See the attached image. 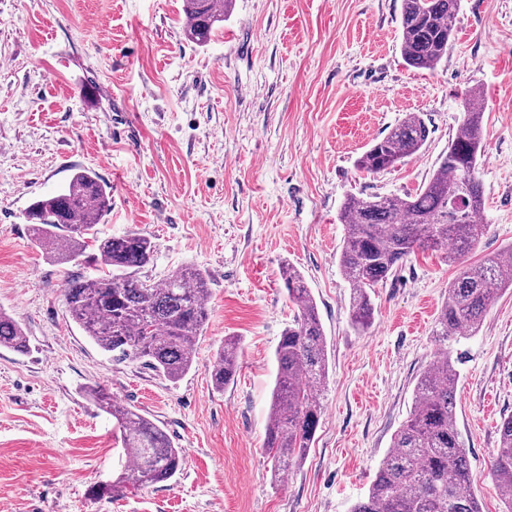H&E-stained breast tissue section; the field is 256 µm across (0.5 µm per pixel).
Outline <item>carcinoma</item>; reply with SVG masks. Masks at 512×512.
<instances>
[{"instance_id": "1", "label": "carcinoma", "mask_w": 512, "mask_h": 512, "mask_svg": "<svg viewBox=\"0 0 512 512\" xmlns=\"http://www.w3.org/2000/svg\"><path fill=\"white\" fill-rule=\"evenodd\" d=\"M229 0H183L185 33L208 41L224 21ZM460 0H402L400 52L411 68L433 71L448 57ZM485 97L470 91L463 120L448 141V152L429 180L404 196L347 197L338 220L345 225L340 267L352 297V326L364 332L373 323L371 296L409 256L442 252L451 263L473 250L487 225L479 223L485 199L479 178L484 155ZM431 130L419 112H409L357 159L361 172L377 174L416 155ZM110 187L88 171L75 173L61 191L36 200L28 211L33 243L67 261L91 267L65 282L71 319L114 360L141 363L170 381L197 365L195 345L208 318L205 272L186 265L161 283L138 276L154 254L151 240L136 232L98 236L110 207ZM96 252L88 255V242ZM281 279L296 313L283 332L275 359L277 373L268 408L265 448L274 472L288 473L307 455L322 417L316 391L328 375V345L315 299L299 271L282 269ZM512 288V247L464 266L448 287L432 329L433 360L419 375L416 403L396 431L365 500L351 512H482L470 491L468 452L455 418L456 361L450 343L478 332L500 292ZM0 348L30 350L21 325L0 310ZM240 347L229 339L210 367L213 387L222 390L238 370ZM89 395L119 429L129 460L112 482L148 487L182 470V449L137 409L96 385ZM491 471L504 512H512V415L502 419Z\"/></svg>"}]
</instances>
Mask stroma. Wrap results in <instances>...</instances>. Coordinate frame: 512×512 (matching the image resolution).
Wrapping results in <instances>:
<instances>
[{
	"label": "stroma",
	"instance_id": "obj_1",
	"mask_svg": "<svg viewBox=\"0 0 512 512\" xmlns=\"http://www.w3.org/2000/svg\"><path fill=\"white\" fill-rule=\"evenodd\" d=\"M401 0H233L200 45L182 0H0V308L31 350L0 349V512H350L408 417L431 334L460 265L512 246V0H461L436 70L406 67ZM486 103L479 166L488 231L461 264L404 261L350 321L338 213L349 195L401 196L432 175L463 117ZM408 112L427 146L378 175L356 160ZM112 189L101 235L155 244L143 279L192 264L208 277L198 364L171 382L104 355L70 319L68 277L87 268L36 247L27 211L80 170ZM303 274L328 343L323 420L304 462L275 478L266 455L275 350L294 313L279 277ZM238 338L239 368L214 389L208 364ZM453 350L456 423L471 490L502 512L490 462L512 414V292ZM101 384L162 427L179 475L111 488L123 453Z\"/></svg>",
	"mask_w": 512,
	"mask_h": 512
}]
</instances>
